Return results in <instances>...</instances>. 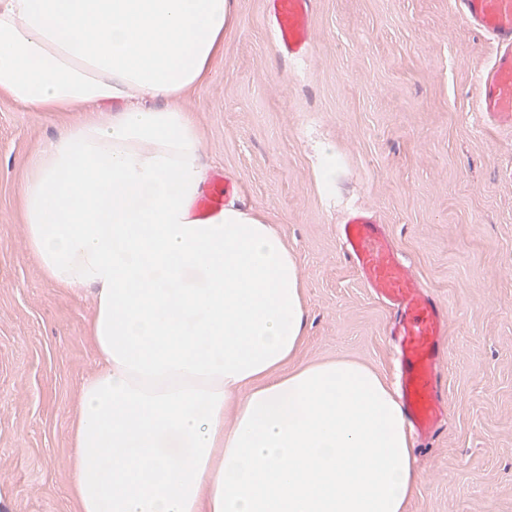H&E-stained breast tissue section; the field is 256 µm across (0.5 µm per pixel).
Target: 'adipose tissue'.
I'll use <instances>...</instances> for the list:
<instances>
[{
	"label": "adipose tissue",
	"instance_id": "ef3b65f1",
	"mask_svg": "<svg viewBox=\"0 0 512 512\" xmlns=\"http://www.w3.org/2000/svg\"><path fill=\"white\" fill-rule=\"evenodd\" d=\"M236 22L234 0H0V95L78 114L17 191L44 278L94 296L72 495L78 512H406L393 389L354 361L297 363L287 240L233 201L193 212L205 141L183 101Z\"/></svg>",
	"mask_w": 512,
	"mask_h": 512
}]
</instances>
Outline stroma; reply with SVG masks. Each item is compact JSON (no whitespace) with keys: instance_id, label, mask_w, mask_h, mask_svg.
<instances>
[{"instance_id":"stroma-1","label":"stroma","mask_w":512,"mask_h":512,"mask_svg":"<svg viewBox=\"0 0 512 512\" xmlns=\"http://www.w3.org/2000/svg\"><path fill=\"white\" fill-rule=\"evenodd\" d=\"M235 4L223 55L184 105L208 172L232 176L296 256L298 362L344 358L391 377L390 313L336 237L346 209H369L449 310L448 427L413 452L408 512H512V138L475 110L492 46L452 0H317L309 53L294 61L267 0ZM62 123L0 97V512H78L70 424L98 368L94 299L43 277L17 211L26 163Z\"/></svg>"}]
</instances>
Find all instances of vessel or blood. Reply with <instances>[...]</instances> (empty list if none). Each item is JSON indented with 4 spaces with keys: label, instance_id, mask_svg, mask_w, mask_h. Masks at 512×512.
I'll return each instance as SVG.
<instances>
[{
    "label": "vessel or blood",
    "instance_id": "vessel-or-blood-1",
    "mask_svg": "<svg viewBox=\"0 0 512 512\" xmlns=\"http://www.w3.org/2000/svg\"><path fill=\"white\" fill-rule=\"evenodd\" d=\"M314 0H268L277 44L290 59L304 58L311 46ZM455 12L495 48L477 79L476 110L512 133V0H453ZM238 190L217 173L197 199V210H221ZM336 235L362 284L390 312L389 336L398 364L399 400L415 434L435 438L447 424L441 392V360L448 327L446 307L410 270L386 227L369 210L345 212Z\"/></svg>",
    "mask_w": 512,
    "mask_h": 512
}]
</instances>
